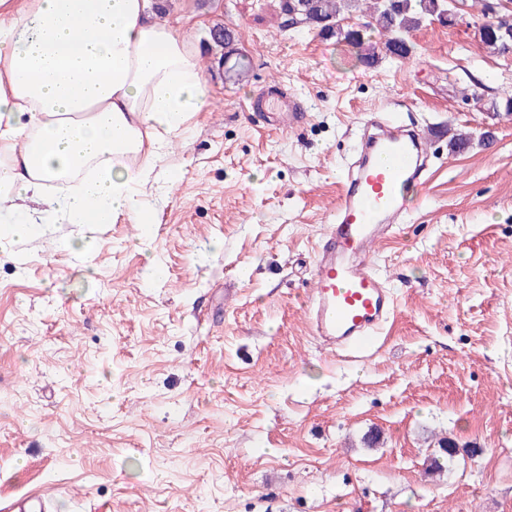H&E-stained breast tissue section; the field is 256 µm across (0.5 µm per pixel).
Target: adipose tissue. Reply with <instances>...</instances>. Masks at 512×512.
<instances>
[{
	"label": "adipose tissue",
	"instance_id": "ef3b65f1",
	"mask_svg": "<svg viewBox=\"0 0 512 512\" xmlns=\"http://www.w3.org/2000/svg\"><path fill=\"white\" fill-rule=\"evenodd\" d=\"M210 105L199 55L148 0H0V258L127 215L171 137Z\"/></svg>",
	"mask_w": 512,
	"mask_h": 512
}]
</instances>
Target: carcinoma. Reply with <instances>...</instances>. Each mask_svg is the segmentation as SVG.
<instances>
[{
  "label": "carcinoma",
  "instance_id": "carcinoma-1",
  "mask_svg": "<svg viewBox=\"0 0 512 512\" xmlns=\"http://www.w3.org/2000/svg\"><path fill=\"white\" fill-rule=\"evenodd\" d=\"M362 0H281V11L293 21L291 28L312 27L325 38H334L356 50L359 62L370 66L378 62L380 54L405 59L413 51L402 34L422 26L429 20L450 22L458 5L465 0H373L361 7ZM363 12L383 31L390 34L383 46L373 43L368 36L371 23L356 26L344 24L345 15ZM485 22L476 31L481 46L500 56L512 55V25L500 20L498 0H481ZM489 110L494 115L512 116V93L494 98Z\"/></svg>",
  "mask_w": 512,
  "mask_h": 512
}]
</instances>
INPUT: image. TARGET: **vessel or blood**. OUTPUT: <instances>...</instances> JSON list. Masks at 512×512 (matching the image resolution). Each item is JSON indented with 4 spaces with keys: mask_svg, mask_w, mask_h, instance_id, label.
<instances>
[{
    "mask_svg": "<svg viewBox=\"0 0 512 512\" xmlns=\"http://www.w3.org/2000/svg\"><path fill=\"white\" fill-rule=\"evenodd\" d=\"M331 218L313 268L308 322L325 349L365 353L379 341L382 325L395 314L396 300L371 269L369 247L394 230L401 192L426 179L423 137L394 119L377 118ZM53 503L36 492L18 498L13 512H50Z\"/></svg>",
    "mask_w": 512,
    "mask_h": 512,
    "instance_id": "1",
    "label": "vessel or blood"
}]
</instances>
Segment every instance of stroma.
Returning a JSON list of instances; mask_svg holds the SVG:
<instances>
[{
  "instance_id": "obj_1",
  "label": "stroma",
  "mask_w": 512,
  "mask_h": 512,
  "mask_svg": "<svg viewBox=\"0 0 512 512\" xmlns=\"http://www.w3.org/2000/svg\"><path fill=\"white\" fill-rule=\"evenodd\" d=\"M161 17L211 106L146 187L150 233L121 216L88 255L38 238L0 261V508L44 490L53 512H512V119L487 108L512 57L475 40L478 0L371 66L283 29L278 0H164ZM273 88L297 125L251 108ZM381 112L427 134L431 175L372 249L396 314L353 362L311 334L305 299ZM456 129L494 145L451 152ZM442 437L456 455L436 475Z\"/></svg>"
}]
</instances>
